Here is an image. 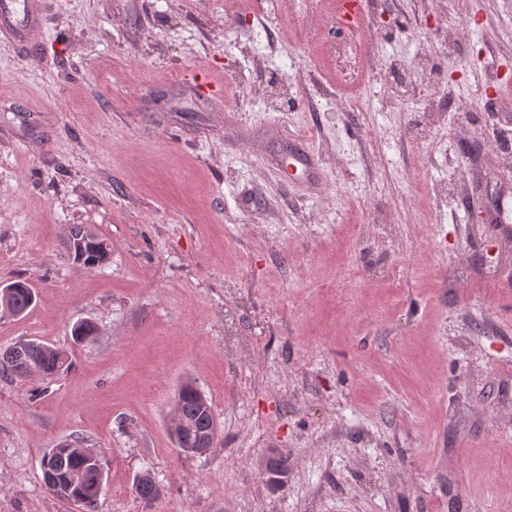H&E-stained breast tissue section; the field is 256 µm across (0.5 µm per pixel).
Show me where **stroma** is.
I'll return each mask as SVG.
<instances>
[{
    "label": "stroma",
    "mask_w": 512,
    "mask_h": 512,
    "mask_svg": "<svg viewBox=\"0 0 512 512\" xmlns=\"http://www.w3.org/2000/svg\"><path fill=\"white\" fill-rule=\"evenodd\" d=\"M36 2V36L0 39V284L37 295L0 349L74 368L0 373V512H73L41 461L74 437L109 462L97 512H512V134L485 109L512 0H377L361 112L289 44L288 0L230 28L195 0ZM396 61L442 81L392 105ZM430 97L455 110L419 144ZM298 146L321 181L283 179ZM74 224L105 266L69 258ZM187 381L201 456L170 433ZM63 243L69 256L72 257L73 255L74 262H77L78 253L82 256L86 254L87 257L80 264L89 268L94 267L97 261L100 262L99 265H101V262L105 263L110 254L105 239L101 238L89 228L79 224H74L70 227L68 236L64 239ZM92 245L97 246L93 248ZM101 251L105 252L101 254ZM25 355L30 357L37 367L32 363L10 364L11 371L15 377L27 381L39 378L56 379L59 376L68 374L73 368V361L67 351L53 347L52 351H45L40 341L32 339L28 343L21 344ZM202 393L191 382L182 386L181 391L176 395L175 400L180 412L181 418L187 425L186 438L195 442L202 430L208 423L207 407L204 405L201 397ZM177 410H173L171 430L176 439V447L184 454L205 453L214 447L217 429L214 415H212L208 428L202 438L196 445L187 443L184 438L185 425L181 421Z\"/></svg>",
    "instance_id": "obj_1"
}]
</instances>
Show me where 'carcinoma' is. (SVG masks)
<instances>
[{
	"mask_svg": "<svg viewBox=\"0 0 512 512\" xmlns=\"http://www.w3.org/2000/svg\"><path fill=\"white\" fill-rule=\"evenodd\" d=\"M64 247L69 255L78 257L82 254L85 259L82 265L93 267L96 262H106L110 251L105 239L89 228L75 224L70 227ZM20 288L13 296L14 307L18 310H28L35 300L34 289L26 283L18 282ZM99 336V327L91 321H81L73 325L71 337L73 343L92 344ZM25 355L30 357L38 366L42 378L56 379L71 372L73 361L68 352L61 349L44 350L40 341L32 339L23 344ZM181 418L187 425L186 438L196 441L208 423L207 407L204 405L201 392L188 382L182 386L175 397ZM43 480L53 485L50 494L65 501L80 497L91 500L88 512H95L98 500V486L106 481L107 464L92 460L86 455H77L69 447V441H63L51 449L42 459ZM137 496L151 502L158 497V489L148 476L139 478L135 485Z\"/></svg>",
	"mask_w": 512,
	"mask_h": 512,
	"instance_id": "1",
	"label": "carcinoma"
}]
</instances>
